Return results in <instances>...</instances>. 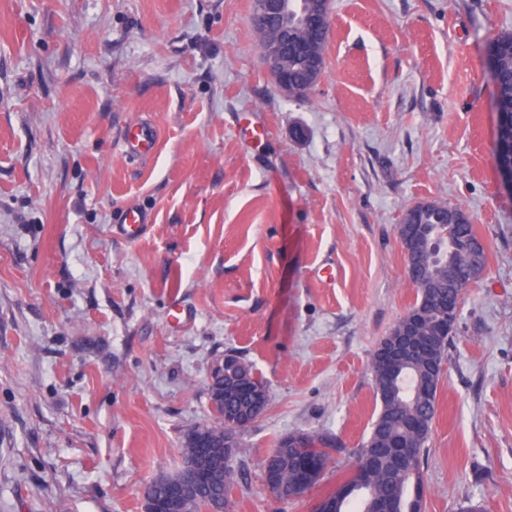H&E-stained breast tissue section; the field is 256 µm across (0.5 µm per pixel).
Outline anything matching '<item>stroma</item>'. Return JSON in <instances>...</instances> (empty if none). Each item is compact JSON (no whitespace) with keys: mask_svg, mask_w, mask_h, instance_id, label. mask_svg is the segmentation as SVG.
I'll return each mask as SVG.
<instances>
[{"mask_svg":"<svg viewBox=\"0 0 512 512\" xmlns=\"http://www.w3.org/2000/svg\"><path fill=\"white\" fill-rule=\"evenodd\" d=\"M252 0H0V512H144L213 423L215 360L268 391L233 512H313L376 415L415 300L396 226L459 205L487 246L440 380L422 512H512V187L486 65L512 0H332L325 73L278 94ZM152 124L148 156L122 130ZM151 222L130 241L124 209ZM179 306L180 323L170 318ZM326 437L303 497L263 462Z\"/></svg>","mask_w":512,"mask_h":512,"instance_id":"1","label":"stroma"}]
</instances>
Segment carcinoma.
I'll use <instances>...</instances> for the list:
<instances>
[{"label": "carcinoma", "instance_id": "carcinoma-1", "mask_svg": "<svg viewBox=\"0 0 512 512\" xmlns=\"http://www.w3.org/2000/svg\"><path fill=\"white\" fill-rule=\"evenodd\" d=\"M252 25L262 54L273 36L274 22ZM296 40L311 43L319 61L311 69L291 54L282 58L288 76L302 90L296 95L301 100L324 73L328 35L299 28ZM491 45L497 51L493 73L498 88L497 161L506 167L512 164V33L496 35ZM402 231L410 240L404 252L405 270L416 296L389 335L399 334L416 320L419 341L427 349L402 363H372L379 408L371 431L355 452L350 475L315 504L314 512H419L426 444L455 331L448 316L463 303L459 280L469 275L460 258L477 232L466 210L437 201L407 208ZM227 358L237 366L225 368L224 387L209 386L217 421L195 428L184 440L183 456L194 462V468H181L153 481L154 512H227L238 480V436L255 420V399L267 402V389L257 382L252 367L236 355ZM328 459L329 445L323 437L291 435L265 459L264 479H274L285 488L303 479L304 494L319 481Z\"/></svg>", "mask_w": 512, "mask_h": 512}]
</instances>
